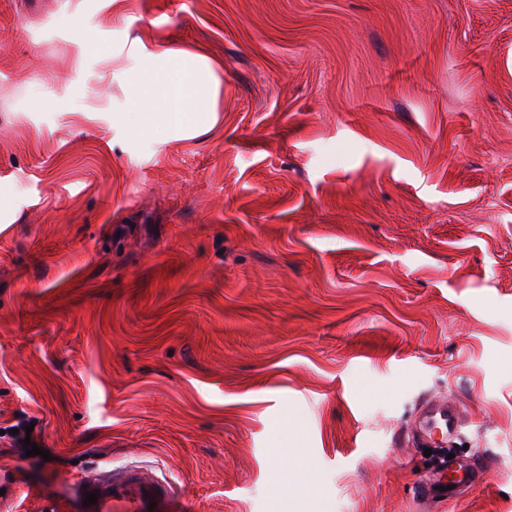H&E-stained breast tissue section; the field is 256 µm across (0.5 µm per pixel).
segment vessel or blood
Wrapping results in <instances>:
<instances>
[{
  "label": "vessel or blood",
  "mask_w": 512,
  "mask_h": 512,
  "mask_svg": "<svg viewBox=\"0 0 512 512\" xmlns=\"http://www.w3.org/2000/svg\"><path fill=\"white\" fill-rule=\"evenodd\" d=\"M461 421L462 410L455 400L436 398L424 406L418 431L445 436L455 432ZM84 489L97 496L87 512H180L170 487L131 467L93 471L87 474Z\"/></svg>",
  "instance_id": "1"
}]
</instances>
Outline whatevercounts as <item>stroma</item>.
I'll use <instances>...</instances> for the list:
<instances>
[{
  "label": "stroma",
  "mask_w": 512,
  "mask_h": 512,
  "mask_svg": "<svg viewBox=\"0 0 512 512\" xmlns=\"http://www.w3.org/2000/svg\"><path fill=\"white\" fill-rule=\"evenodd\" d=\"M135 37L220 65L211 130L115 126ZM430 396L483 475L448 499ZM104 466L198 512H512V0H0V512ZM461 421L462 410L455 400L436 398L424 406L416 432L426 435L439 432L443 438H447L448 433H454L459 428Z\"/></svg>",
  "instance_id": "stroma-1"
}]
</instances>
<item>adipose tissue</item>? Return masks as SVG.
Returning a JSON list of instances; mask_svg holds the SVG:
<instances>
[{"mask_svg": "<svg viewBox=\"0 0 512 512\" xmlns=\"http://www.w3.org/2000/svg\"><path fill=\"white\" fill-rule=\"evenodd\" d=\"M131 48L138 59L119 71L128 97L116 123L133 133L161 130L175 139L196 137L214 126L222 80L209 57L178 43L150 50L136 41Z\"/></svg>", "mask_w": 512, "mask_h": 512, "instance_id": "1", "label": "adipose tissue"}]
</instances>
